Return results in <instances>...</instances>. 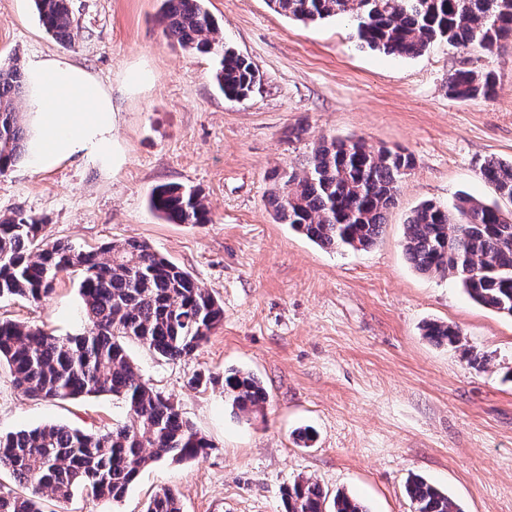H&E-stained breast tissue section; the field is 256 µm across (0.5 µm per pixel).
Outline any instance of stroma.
<instances>
[{"label":"stroma","mask_w":512,"mask_h":512,"mask_svg":"<svg viewBox=\"0 0 512 512\" xmlns=\"http://www.w3.org/2000/svg\"><path fill=\"white\" fill-rule=\"evenodd\" d=\"M160 0H69L73 44L41 26L32 0H0V62L52 55L86 69L120 114L123 161L77 157L50 171L21 160L0 174V216L21 212L46 235L90 248L136 239L189 271L224 307V322L192 355L168 361L124 346L150 386L170 396L211 442L197 458L146 468L120 503L77 491L45 512H145L169 489L182 512H282L298 479L358 498L367 512H413L407 482L435 484L463 512H512V317L472 302L453 278L425 275L402 247L422 202L464 192L496 203L479 174L512 160V45L493 54L445 42L415 56L359 44L344 17L302 23L267 0H207L225 47L261 77L247 99L216 88L210 56L166 41ZM486 69L489 98L459 101L448 76ZM361 138L412 154L397 203L366 250L322 249L277 223L267 199L278 177L301 171L321 138ZM201 192L212 221L168 224L153 188ZM78 274L39 302L0 299V319L57 336L86 325ZM459 327L457 346L422 334L429 321ZM489 359L469 364L470 353ZM239 369L269 393L241 413L200 372ZM111 395L36 400L0 364V434L61 424L95 433L125 422ZM309 431L311 441L297 435Z\"/></svg>","instance_id":"stroma-1"}]
</instances>
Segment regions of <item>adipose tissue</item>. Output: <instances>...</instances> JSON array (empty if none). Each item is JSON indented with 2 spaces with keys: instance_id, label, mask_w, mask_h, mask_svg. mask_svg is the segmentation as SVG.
<instances>
[{
  "instance_id": "obj_1",
  "label": "adipose tissue",
  "mask_w": 512,
  "mask_h": 512,
  "mask_svg": "<svg viewBox=\"0 0 512 512\" xmlns=\"http://www.w3.org/2000/svg\"><path fill=\"white\" fill-rule=\"evenodd\" d=\"M31 102L28 159L40 171L78 155L111 162L119 114L112 96L81 66L54 56L27 62Z\"/></svg>"
}]
</instances>
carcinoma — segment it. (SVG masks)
<instances>
[{
	"label": "carcinoma",
	"instance_id": "cac0c4a2",
	"mask_svg": "<svg viewBox=\"0 0 512 512\" xmlns=\"http://www.w3.org/2000/svg\"><path fill=\"white\" fill-rule=\"evenodd\" d=\"M290 19L313 23L347 16L358 40L371 50L417 55L437 41L484 53L512 41V0H268ZM45 31L72 44L69 0H34ZM163 35L184 50L209 54L214 79L228 98L245 99L260 77L245 57L216 40L204 0H161ZM26 77L15 61L0 63V173L22 157L27 128L17 111ZM490 71L458 69L448 76V94L461 101L493 94ZM400 149L374 148L362 139H324L301 173H290L269 196L275 219L318 245L361 250L380 238L397 201L398 184L412 169ZM482 178L499 197L512 201V161L486 160ZM151 209L173 224H209L204 197L181 184L158 186ZM403 249L423 274L457 279L479 305L512 316V211L468 194L452 206L425 201L405 224ZM82 272L80 295L87 327L55 336L42 328L0 320V361L15 385L34 399H75L110 394L127 409L129 421L101 433L49 424L0 436V470H8L28 493L0 490V512H44L42 497L70 499L79 487L99 500L121 501L141 471L162 459L185 461L212 444L186 420L169 397L150 387L129 361L123 339L133 338L159 357L190 355L224 322V308L192 275L141 241H112L83 250L49 241L45 224L23 213L0 216V299L38 302L63 274ZM438 345L460 342L458 327L444 322L423 326ZM219 383L232 408L264 407L268 393L249 373L231 369L220 378L197 374L192 386ZM414 512H462L433 484L415 477L406 486ZM284 512H366L345 493L333 498L311 479L283 492ZM145 512H182L170 490L156 494Z\"/></svg>",
	"mask_w": 512,
	"mask_h": 512
}]
</instances>
